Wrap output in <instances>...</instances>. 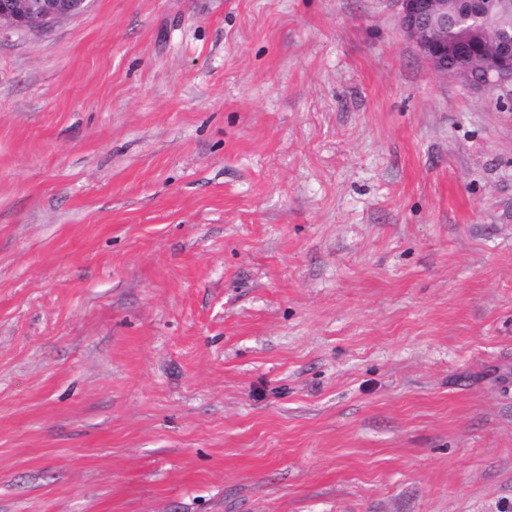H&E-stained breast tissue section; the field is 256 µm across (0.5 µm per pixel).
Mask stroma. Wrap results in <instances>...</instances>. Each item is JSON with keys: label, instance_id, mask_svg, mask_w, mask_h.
<instances>
[{"label": "stroma", "instance_id": "stroma-1", "mask_svg": "<svg viewBox=\"0 0 512 512\" xmlns=\"http://www.w3.org/2000/svg\"><path fill=\"white\" fill-rule=\"evenodd\" d=\"M395 0L0 30V512H512V110Z\"/></svg>", "mask_w": 512, "mask_h": 512}]
</instances>
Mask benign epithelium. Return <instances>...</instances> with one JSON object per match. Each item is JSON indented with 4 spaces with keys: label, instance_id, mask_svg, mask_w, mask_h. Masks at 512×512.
<instances>
[{
    "label": "benign epithelium",
    "instance_id": "1",
    "mask_svg": "<svg viewBox=\"0 0 512 512\" xmlns=\"http://www.w3.org/2000/svg\"><path fill=\"white\" fill-rule=\"evenodd\" d=\"M87 0H0V26L48 27L84 11ZM400 25L439 73L458 77L472 87L499 92L512 102V34L492 38L474 26L455 27L468 20L492 21L512 13V0H397ZM462 61L450 69L448 59Z\"/></svg>",
    "mask_w": 512,
    "mask_h": 512
}]
</instances>
